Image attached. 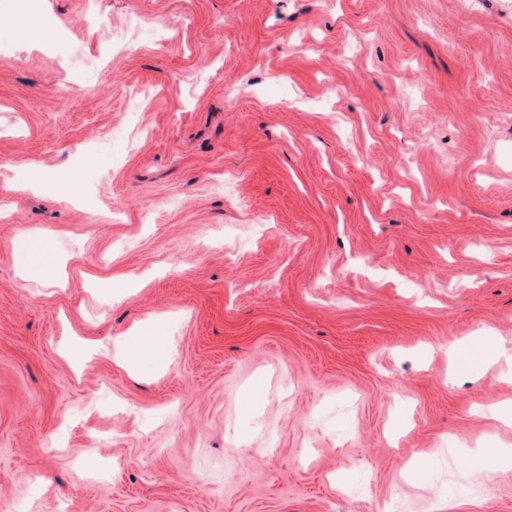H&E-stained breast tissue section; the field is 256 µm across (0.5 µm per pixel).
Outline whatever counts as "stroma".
I'll return each mask as SVG.
<instances>
[{
    "mask_svg": "<svg viewBox=\"0 0 512 512\" xmlns=\"http://www.w3.org/2000/svg\"><path fill=\"white\" fill-rule=\"evenodd\" d=\"M485 335L512 0H0V512H512ZM503 347V340L495 336L483 337L471 358L474 371L483 375L490 366L497 364L501 357L505 355Z\"/></svg>",
    "mask_w": 512,
    "mask_h": 512,
    "instance_id": "obj_1",
    "label": "stroma"
}]
</instances>
